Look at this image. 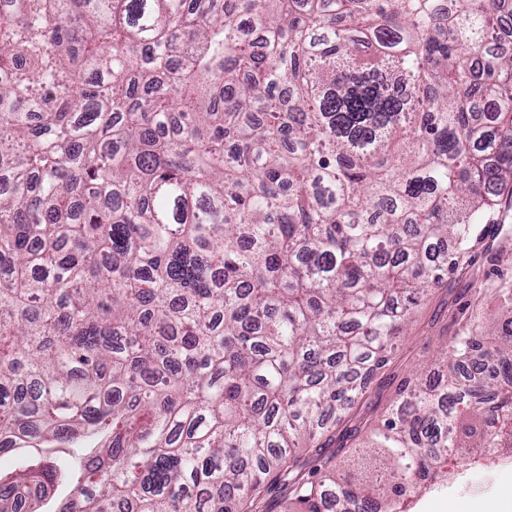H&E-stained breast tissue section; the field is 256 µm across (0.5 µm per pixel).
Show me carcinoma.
Returning a JSON list of instances; mask_svg holds the SVG:
<instances>
[{
    "label": "carcinoma",
    "instance_id": "1",
    "mask_svg": "<svg viewBox=\"0 0 512 512\" xmlns=\"http://www.w3.org/2000/svg\"><path fill=\"white\" fill-rule=\"evenodd\" d=\"M509 5L0 0V512H407L512 458ZM450 288H454L453 295H456L462 288L473 286L467 281L448 280V295L443 289H436L429 295L412 324V330L398 342L395 367L391 372H387L391 374V379L381 390L379 398L374 399L373 405L376 406L377 415H383L389 409L395 397V390L410 377L414 366L435 359L441 353L446 336H453L455 333L458 325L448 319V307L443 306L444 300L452 297ZM436 315L435 325L432 326L431 320Z\"/></svg>",
    "mask_w": 512,
    "mask_h": 512
}]
</instances>
